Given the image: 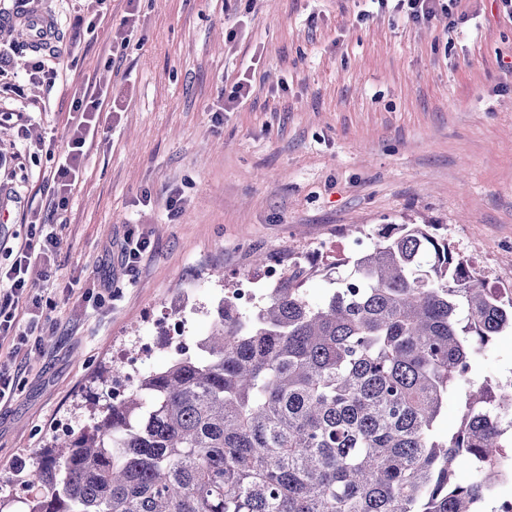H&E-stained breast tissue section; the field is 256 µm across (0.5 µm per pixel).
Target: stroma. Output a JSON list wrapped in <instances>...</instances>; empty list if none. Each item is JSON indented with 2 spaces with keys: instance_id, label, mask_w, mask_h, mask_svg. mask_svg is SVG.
I'll return each mask as SVG.
<instances>
[{
  "instance_id": "1",
  "label": "stroma",
  "mask_w": 512,
  "mask_h": 512,
  "mask_svg": "<svg viewBox=\"0 0 512 512\" xmlns=\"http://www.w3.org/2000/svg\"><path fill=\"white\" fill-rule=\"evenodd\" d=\"M56 23L44 72L31 55L0 65V267L32 223L59 246L32 260L0 370V497L27 494L56 419L92 426L107 404L117 349L211 327L226 288L259 255L303 267L306 299L334 287L330 247L358 224H430L483 280L512 288V19L500 0H462L419 23L377 0H33ZM135 32L116 45L124 16ZM246 78L249 97L217 113ZM103 100L98 133L59 204L52 176L77 98ZM149 246L135 269L128 234ZM103 296L99 305L88 290ZM476 382L512 380V333L473 365Z\"/></svg>"
}]
</instances>
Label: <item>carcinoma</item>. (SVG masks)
<instances>
[{
  "label": "carcinoma",
  "instance_id": "obj_1",
  "mask_svg": "<svg viewBox=\"0 0 512 512\" xmlns=\"http://www.w3.org/2000/svg\"><path fill=\"white\" fill-rule=\"evenodd\" d=\"M303 274L249 313L225 295L198 356L55 439L24 512H480L512 452V381L485 383L491 402L471 362L512 330V289L426 224L378 233L321 305ZM451 389L462 417L440 438Z\"/></svg>",
  "mask_w": 512,
  "mask_h": 512
}]
</instances>
